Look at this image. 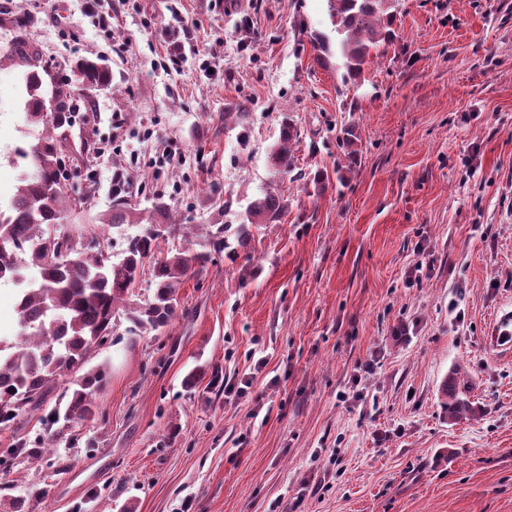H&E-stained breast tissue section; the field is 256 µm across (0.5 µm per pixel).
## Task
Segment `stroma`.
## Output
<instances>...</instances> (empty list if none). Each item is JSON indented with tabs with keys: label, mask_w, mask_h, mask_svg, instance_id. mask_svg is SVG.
<instances>
[{
	"label": "stroma",
	"mask_w": 512,
	"mask_h": 512,
	"mask_svg": "<svg viewBox=\"0 0 512 512\" xmlns=\"http://www.w3.org/2000/svg\"><path fill=\"white\" fill-rule=\"evenodd\" d=\"M173 1L0 0V52L27 16L60 79L82 57L112 68L65 158L80 173L65 192L95 193L58 232L100 231L116 167L184 224L238 223L272 186L291 207L254 230L249 269L219 254L188 281L165 333L130 338L118 320L121 343L89 358L109 371L100 416L50 458L1 465L0 501L38 486L32 512H512V346L497 341L512 330V0H399V40L357 87L299 32L329 29L326 0ZM187 20L217 76L190 56L156 68ZM0 88L4 205L33 137L19 67L0 66ZM228 112L247 113L245 138ZM286 113L294 175L269 162ZM347 124L361 160L342 184ZM166 147L178 162L156 163ZM199 364L235 393L185 388ZM457 364L482 414L451 424L439 387Z\"/></svg>",
	"instance_id": "stroma-1"
}]
</instances>
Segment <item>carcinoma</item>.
Here are the masks:
<instances>
[{
    "label": "carcinoma",
    "instance_id": "cac0c4a2",
    "mask_svg": "<svg viewBox=\"0 0 512 512\" xmlns=\"http://www.w3.org/2000/svg\"><path fill=\"white\" fill-rule=\"evenodd\" d=\"M330 32L299 31L309 38L317 63L329 69L333 62L344 69L343 82L361 80L372 52L395 42L393 28L398 0H327ZM11 61L22 67L27 99V122L37 142L20 152L30 159L33 172H23L21 186L6 210H0V281L15 282L23 270L33 268L37 276L17 293L20 319L18 339L0 342V430L15 428L20 420L40 411L45 394L64 385L65 377L77 380L64 385L60 402L41 416L47 436L31 444L17 442L4 456L36 458L51 448L59 434L95 419L97 393L106 386L108 372L102 367L86 368L89 354L97 344L115 335L117 321L125 318L128 333L161 334L177 317L179 292L183 285L201 277L214 255L223 253L231 262L253 260L247 251L252 229L276 224L288 213L291 203L277 187L252 200L229 241L228 224H180L170 216L169 205L161 198L150 208L130 203L125 193L112 194V210L101 224L119 231L134 225L138 232L125 237L126 247L116 256L109 254L108 237L90 235L78 227L66 243L52 236L55 226L71 213L72 199L65 195L61 180L65 163L58 149L59 136L70 125L78 102L90 92L112 82L110 67L96 60L80 59L72 76L51 87L58 103L52 119L43 110L46 91L43 61L22 35L0 55V64ZM300 129L292 116H282L279 136L269 153L271 167L278 174L296 169L294 145ZM359 141L353 125L343 126L336 136L345 163L336 164V179L358 164ZM67 246L77 252L75 260L59 263L53 254ZM150 272L151 296L142 300L139 286ZM442 407L450 422L477 418L480 408L470 401L471 383L466 370L454 366L443 379ZM35 489L29 498L14 497L0 502V512H28L29 500L41 497Z\"/></svg>",
    "mask_w": 512,
    "mask_h": 512
}]
</instances>
